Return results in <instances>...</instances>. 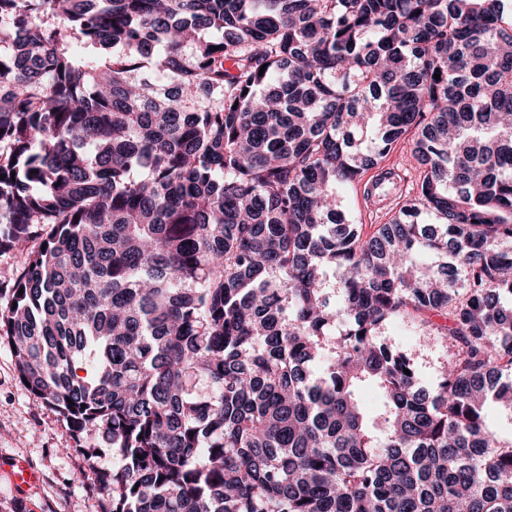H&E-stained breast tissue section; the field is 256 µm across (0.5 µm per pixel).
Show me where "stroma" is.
I'll list each match as a JSON object with an SVG mask.
<instances>
[{
    "label": "stroma",
    "mask_w": 512,
    "mask_h": 512,
    "mask_svg": "<svg viewBox=\"0 0 512 512\" xmlns=\"http://www.w3.org/2000/svg\"><path fill=\"white\" fill-rule=\"evenodd\" d=\"M343 210L356 224H382L390 202L365 198L362 188L341 189ZM384 342L414 362L419 380L435 389L443 359L434 345L421 347L413 330L400 322L388 324ZM23 457L40 472L39 488L12 485L2 463ZM110 500L95 481L87 459L75 449L64 422L39 404L21 385L10 350L0 345V512H108Z\"/></svg>",
    "instance_id": "obj_1"
}]
</instances>
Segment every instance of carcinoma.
Instances as JSON below:
<instances>
[{"instance_id":"obj_1","label":"carcinoma","mask_w":512,"mask_h":512,"mask_svg":"<svg viewBox=\"0 0 512 512\" xmlns=\"http://www.w3.org/2000/svg\"><path fill=\"white\" fill-rule=\"evenodd\" d=\"M0 65V338L110 512H512V0H0ZM412 140L409 135L404 142L398 144L396 149L390 153L386 159L381 163V167L386 168H397L401 171L400 174H404L405 181L400 184V188L397 190L391 189V196L386 200V196L383 198H377L375 195L379 194V190H376L374 195L369 199L365 200L363 195L364 183L370 182L378 169L369 171L362 179L361 184L354 189H341L339 192L340 200L343 205V211L353 221L354 224H366L368 225L366 230L371 232L373 227L370 228V224H384L391 213H389L391 200L402 193V195H415L418 191V181L420 176V169H418L416 161L412 158ZM417 167V169H415ZM397 194V195H395ZM381 340L411 357L421 384L429 391L435 389L444 357L439 347L432 344L421 347L413 330L401 322L388 324L381 334Z\"/></svg>"}]
</instances>
